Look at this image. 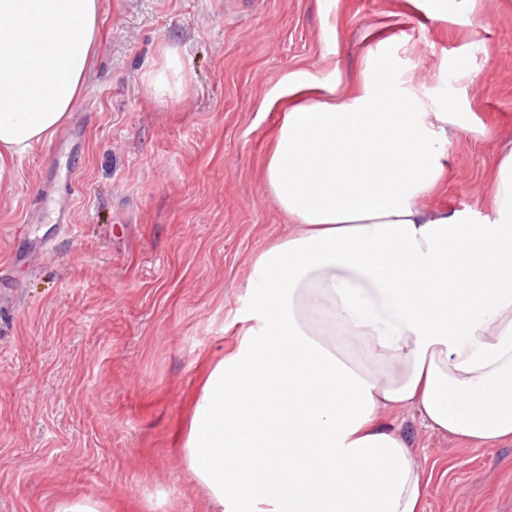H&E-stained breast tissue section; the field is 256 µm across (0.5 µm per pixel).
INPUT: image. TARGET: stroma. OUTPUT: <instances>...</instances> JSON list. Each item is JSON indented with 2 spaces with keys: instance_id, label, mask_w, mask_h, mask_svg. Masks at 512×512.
Segmentation results:
<instances>
[{
  "instance_id": "stroma-1",
  "label": "stroma",
  "mask_w": 512,
  "mask_h": 512,
  "mask_svg": "<svg viewBox=\"0 0 512 512\" xmlns=\"http://www.w3.org/2000/svg\"><path fill=\"white\" fill-rule=\"evenodd\" d=\"M325 19L321 0H101L84 96L0 185V512L78 496L106 512H207L177 431L203 367L233 341L255 257L294 230L261 179L280 120L264 102L288 72L344 96L374 34L396 24L418 82L464 62L455 102L486 131L449 126L448 183L430 204L487 218L512 151V0L445 23L400 0H339L332 54ZM170 49L185 86L160 99L147 78ZM68 140L73 234L36 205L50 151ZM393 420L440 471L426 512H512L511 442L464 448Z\"/></svg>"
}]
</instances>
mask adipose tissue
<instances>
[{"mask_svg":"<svg viewBox=\"0 0 512 512\" xmlns=\"http://www.w3.org/2000/svg\"><path fill=\"white\" fill-rule=\"evenodd\" d=\"M100 0H0V185L85 89ZM378 33L347 97L304 70L264 183L296 231L254 261L250 305L180 427L208 512H421L431 481L411 412L464 446L512 442V153L491 220L424 207L448 178V126L475 115L399 64Z\"/></svg>","mask_w":512,"mask_h":512,"instance_id":"obj_1","label":"adipose tissue"}]
</instances>
